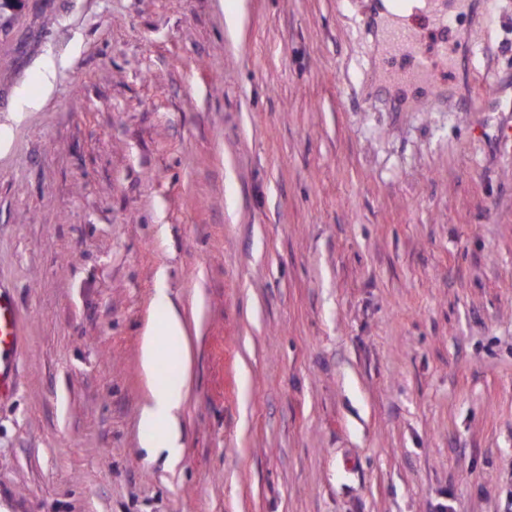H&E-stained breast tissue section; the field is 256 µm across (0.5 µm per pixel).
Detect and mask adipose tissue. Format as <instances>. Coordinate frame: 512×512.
I'll return each instance as SVG.
<instances>
[{"label": "adipose tissue", "instance_id": "adipose-tissue-1", "mask_svg": "<svg viewBox=\"0 0 512 512\" xmlns=\"http://www.w3.org/2000/svg\"><path fill=\"white\" fill-rule=\"evenodd\" d=\"M164 362L180 374V385L170 386L160 380L159 366ZM191 365L187 321L176 309H169L162 320L149 323L140 351L147 386L140 412V446L148 457L161 455L172 464L181 455L180 419L190 392Z\"/></svg>", "mask_w": 512, "mask_h": 512}]
</instances>
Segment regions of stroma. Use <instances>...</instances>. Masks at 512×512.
<instances>
[{
	"label": "stroma",
	"instance_id": "1",
	"mask_svg": "<svg viewBox=\"0 0 512 512\" xmlns=\"http://www.w3.org/2000/svg\"><path fill=\"white\" fill-rule=\"evenodd\" d=\"M370 0H21L0 31L7 512H512V0L411 26L448 96L374 84ZM199 327L179 462L142 333ZM22 336L23 326L13 293L0 283V402L12 397L15 391Z\"/></svg>",
	"mask_w": 512,
	"mask_h": 512
}]
</instances>
